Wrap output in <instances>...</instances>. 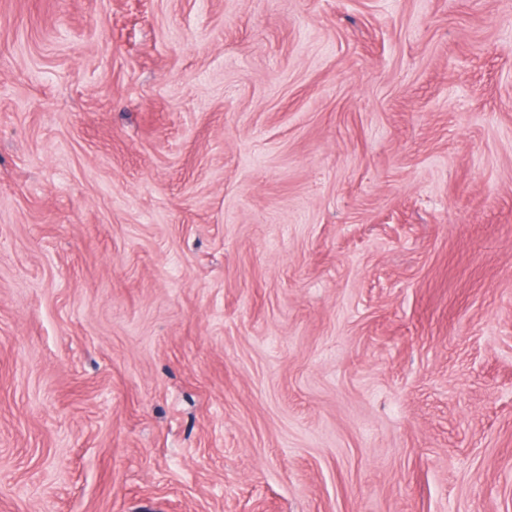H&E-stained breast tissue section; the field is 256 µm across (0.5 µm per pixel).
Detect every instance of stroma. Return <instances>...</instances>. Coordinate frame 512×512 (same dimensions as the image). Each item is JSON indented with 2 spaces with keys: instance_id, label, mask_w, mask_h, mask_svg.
<instances>
[{
  "instance_id": "35a3bbf8",
  "label": "stroma",
  "mask_w": 512,
  "mask_h": 512,
  "mask_svg": "<svg viewBox=\"0 0 512 512\" xmlns=\"http://www.w3.org/2000/svg\"><path fill=\"white\" fill-rule=\"evenodd\" d=\"M0 512H512V0H0Z\"/></svg>"
}]
</instances>
